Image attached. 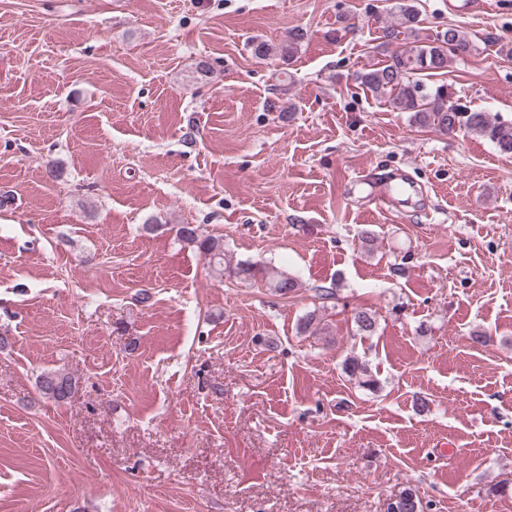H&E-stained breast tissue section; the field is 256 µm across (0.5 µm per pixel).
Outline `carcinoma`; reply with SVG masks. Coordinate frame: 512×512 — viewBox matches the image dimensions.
<instances>
[{"instance_id": "1", "label": "carcinoma", "mask_w": 512, "mask_h": 512, "mask_svg": "<svg viewBox=\"0 0 512 512\" xmlns=\"http://www.w3.org/2000/svg\"><path fill=\"white\" fill-rule=\"evenodd\" d=\"M397 14V23L383 27L380 39L384 46L401 39L403 46L391 52L384 64L356 72L355 82L373 96L388 102L392 109L412 113L411 119L421 127H430L445 135L463 130L489 140L501 153L512 155V122L498 121L487 112L469 108L453 97L445 84L429 87L423 81L425 76L446 71L453 60L468 56L472 51L471 41L457 29L449 28L435 40L426 42L420 38V19L415 6L401 2ZM304 38L303 30L293 29L277 45L254 40L250 48L259 59L275 56L288 61ZM173 230L178 241L196 247L208 259L209 266L223 277L227 275L258 283L279 296L291 294L298 288L294 276L272 263L228 265L224 258V239L203 236L193 224H178ZM351 321L359 336L376 333L377 318L368 308L355 309ZM343 368L359 385L376 386L377 380L365 362L348 358ZM37 388L42 398L64 402L74 393L76 380L68 373L50 370L38 377ZM397 506L398 512H423L422 500L411 488L398 496Z\"/></svg>"}]
</instances>
